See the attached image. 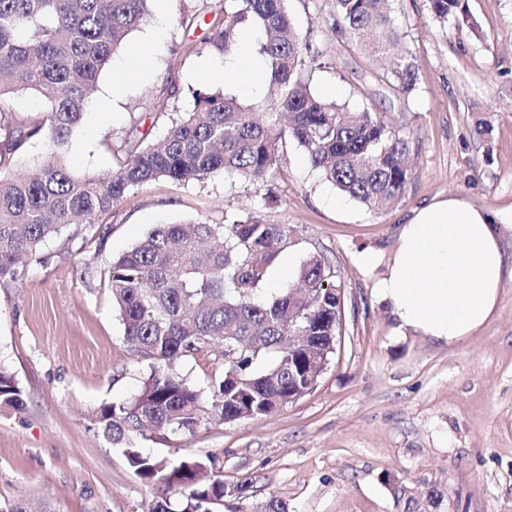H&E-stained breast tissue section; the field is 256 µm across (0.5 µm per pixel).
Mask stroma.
Returning <instances> with one entry per match:
<instances>
[{
  "label": "stroma",
  "mask_w": 512,
  "mask_h": 512,
  "mask_svg": "<svg viewBox=\"0 0 512 512\" xmlns=\"http://www.w3.org/2000/svg\"><path fill=\"white\" fill-rule=\"evenodd\" d=\"M198 0L151 12L100 72L123 95L88 109L67 148L78 176L116 169L128 139L151 143L194 107L193 92L235 95L246 71L226 74L230 54L203 49L210 16ZM402 42L419 64L402 101L380 76L386 64L338 39L333 0H288L290 19L323 61L310 75L318 95L338 88L350 109L372 106L414 130L413 178L401 201L378 213L343 196L288 144L273 181L199 184L157 179L113 210L103 249L90 227L72 224L40 245L16 282L0 285V364L24 392L23 411L0 407V503L39 512H147L153 497L96 424L100 408L130 397L149 364L125 329L100 277L103 268L155 225L225 215L259 216L288 227L287 244L257 295L281 288L279 270L321 253L345 295L340 336L314 389L270 415L213 421L192 435L145 432L144 452L210 459L226 485L253 484L217 512H251L277 497L292 512H402L391 486L420 499L422 512H512V281L492 318L472 336L440 344L399 334L378 303L375 274L359 264L372 251L389 261L398 231L438 195L465 197L495 217L512 215V0H465L475 29L434 20L428 0H391ZM216 72L203 81V65Z\"/></svg>",
  "instance_id": "stroma-1"
}]
</instances>
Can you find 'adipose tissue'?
I'll use <instances>...</instances> for the list:
<instances>
[{"label": "adipose tissue", "mask_w": 512, "mask_h": 512, "mask_svg": "<svg viewBox=\"0 0 512 512\" xmlns=\"http://www.w3.org/2000/svg\"><path fill=\"white\" fill-rule=\"evenodd\" d=\"M501 239V225L459 196L435 197L416 211L376 283L397 332L451 344L480 329L512 280V255Z\"/></svg>", "instance_id": "obj_1"}]
</instances>
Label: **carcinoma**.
I'll list each match as a JSON object with an SVG mask.
<instances>
[{
	"label": "carcinoma",
	"mask_w": 512,
	"mask_h": 512,
	"mask_svg": "<svg viewBox=\"0 0 512 512\" xmlns=\"http://www.w3.org/2000/svg\"><path fill=\"white\" fill-rule=\"evenodd\" d=\"M151 0H0V283L18 277L19 260L70 224H101L126 195L160 177L203 183L216 174L263 182L291 140L336 188L373 212L396 204L413 173L414 133L382 112L358 111L317 96L310 52L291 23L287 0H202L212 16L209 49H232L240 30L261 31L270 91L264 118L255 106L223 94L196 95L194 108L153 144H130L116 170L73 178L65 156L70 138L92 104L101 70L128 34L146 19ZM333 33L364 51L396 53L383 81L407 96L416 87V58L398 50L403 36L388 0H334ZM442 24H469L462 0H428ZM36 92L47 105L39 120L6 105L11 95ZM49 143L35 173L20 165L24 145ZM286 244L285 225L251 216L222 224H159L103 269L127 341L150 361L132 396L101 407L97 425L122 450L134 474L156 490L152 512H202L211 499L235 490L194 454L176 460L144 454L143 431L192 434L214 420L258 418L288 404L310 383L304 352L288 337H311L332 354L340 333L344 293L325 257L313 255L270 298L258 286ZM222 350L224 368L208 390L194 386L181 360ZM271 355L259 370L257 360ZM0 405L24 408L12 373L0 366ZM252 512H290L271 497Z\"/></svg>",
	"instance_id": "cac0c4a2"
}]
</instances>
